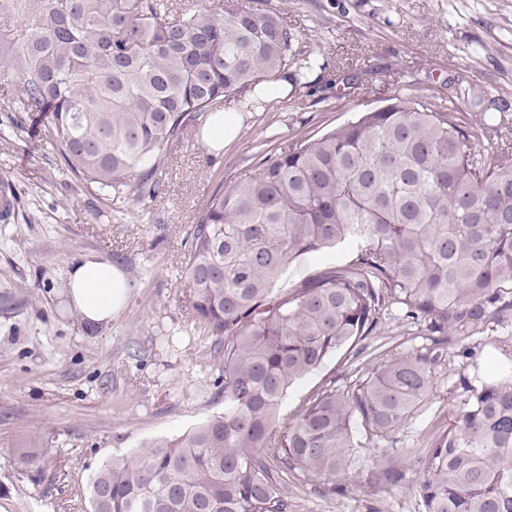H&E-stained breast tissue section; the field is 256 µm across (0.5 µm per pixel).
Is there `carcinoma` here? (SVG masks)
Listing matches in <instances>:
<instances>
[{
	"label": "carcinoma",
	"mask_w": 512,
	"mask_h": 512,
	"mask_svg": "<svg viewBox=\"0 0 512 512\" xmlns=\"http://www.w3.org/2000/svg\"><path fill=\"white\" fill-rule=\"evenodd\" d=\"M253 0H0L12 133L42 123L60 163L110 200L165 193L170 145L214 109L299 62L297 33ZM413 87L313 140L280 147L197 214L184 274L219 356L224 413L103 461L86 512H290L295 472L332 493L361 434L385 440L434 395L453 339L512 311V151L482 146L496 113L471 91ZM356 245L348 263L275 287L297 257ZM399 306L427 344L346 391L336 379L279 417L289 389ZM459 378L466 398L428 442L424 512H512V353ZM19 448L15 468L41 469Z\"/></svg>",
	"instance_id": "carcinoma-1"
}]
</instances>
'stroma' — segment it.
Returning <instances> with one entry per match:
<instances>
[{
  "mask_svg": "<svg viewBox=\"0 0 512 512\" xmlns=\"http://www.w3.org/2000/svg\"><path fill=\"white\" fill-rule=\"evenodd\" d=\"M287 5L301 57L328 62L321 97L295 85L255 114L223 154L195 132L167 151L159 176L167 192L115 205L63 171L46 136H0V180L11 183L16 217L0 223V512H81L89 478L103 460L143 442L183 433L223 413L213 386L215 339L189 312L182 273L188 234L218 187L255 173L265 156L402 94L408 85L447 93L449 81L482 89L512 125V0H270ZM356 74L352 88L342 79ZM95 254L134 288L106 328L90 329L70 306L67 272ZM344 243L297 258L282 280L297 283L349 261ZM419 325L390 307L356 357L337 354L290 389L291 416L321 383L344 391L379 360L424 344ZM472 365L458 350L436 370L435 397L391 438L370 442L345 492L288 478L291 512H423L414 491L419 460L447 420V399L463 400ZM44 448L39 472H19L16 449ZM404 474L398 486L384 471Z\"/></svg>",
  "mask_w": 512,
  "mask_h": 512,
  "instance_id": "stroma-1",
  "label": "stroma"
}]
</instances>
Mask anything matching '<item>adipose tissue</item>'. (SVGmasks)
Instances as JSON below:
<instances>
[{
    "label": "adipose tissue",
    "instance_id": "adipose-tissue-1",
    "mask_svg": "<svg viewBox=\"0 0 512 512\" xmlns=\"http://www.w3.org/2000/svg\"><path fill=\"white\" fill-rule=\"evenodd\" d=\"M243 114L231 107L209 116L205 142L215 152L237 139ZM68 292L75 313L92 328L110 325L124 309L131 288L123 272L113 263L89 254L67 273Z\"/></svg>",
    "mask_w": 512,
    "mask_h": 512
}]
</instances>
